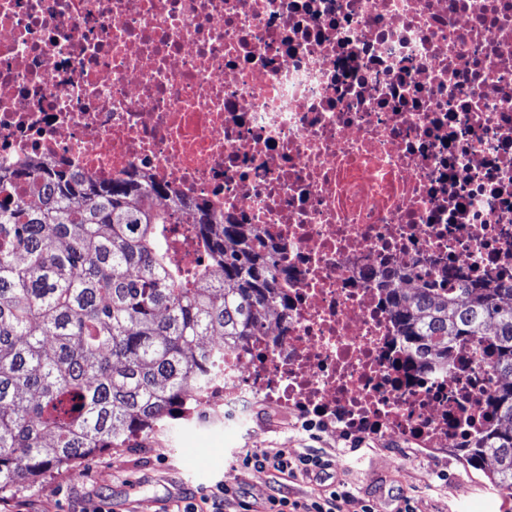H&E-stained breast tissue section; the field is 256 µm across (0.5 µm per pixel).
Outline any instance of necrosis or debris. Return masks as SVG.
<instances>
[{
    "mask_svg": "<svg viewBox=\"0 0 512 512\" xmlns=\"http://www.w3.org/2000/svg\"><path fill=\"white\" fill-rule=\"evenodd\" d=\"M133 170L288 261V312L187 420L255 396L466 446L484 348L405 372L389 292L512 277V0H0V168Z\"/></svg>",
    "mask_w": 512,
    "mask_h": 512,
    "instance_id": "necrosis-or-debris-1",
    "label": "necrosis or debris"
}]
</instances>
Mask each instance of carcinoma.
Wrapping results in <instances>:
<instances>
[{
    "mask_svg": "<svg viewBox=\"0 0 512 512\" xmlns=\"http://www.w3.org/2000/svg\"><path fill=\"white\" fill-rule=\"evenodd\" d=\"M41 186L28 207L17 189ZM175 192L132 173L94 182L53 162L0 170V495L47 470L121 446L189 407L224 363L223 348L262 335L288 311V265L256 224L194 204L201 259L173 258ZM512 287L432 282L395 298V325L432 369L485 342L501 378L483 404L498 424L459 449L512 494Z\"/></svg>",
    "mask_w": 512,
    "mask_h": 512,
    "instance_id": "1",
    "label": "carcinoma"
}]
</instances>
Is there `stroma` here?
Instances as JSON below:
<instances>
[{
    "label": "stroma",
    "instance_id": "obj_1",
    "mask_svg": "<svg viewBox=\"0 0 512 512\" xmlns=\"http://www.w3.org/2000/svg\"><path fill=\"white\" fill-rule=\"evenodd\" d=\"M303 418L254 398L237 418L199 426L182 420L124 446L97 451L73 467H59L0 501V512H78L80 503L107 501L112 512H167L179 499L224 483L240 489L259 512L269 491L267 472L242 469L236 456L252 449L274 457L318 448L335 481L351 492L349 512H364L370 495L409 497L415 512H512V497L446 448L417 445L390 452L380 438L309 433Z\"/></svg>",
    "mask_w": 512,
    "mask_h": 512
}]
</instances>
